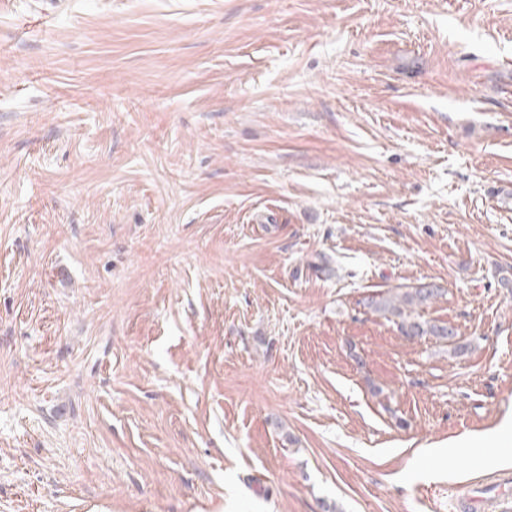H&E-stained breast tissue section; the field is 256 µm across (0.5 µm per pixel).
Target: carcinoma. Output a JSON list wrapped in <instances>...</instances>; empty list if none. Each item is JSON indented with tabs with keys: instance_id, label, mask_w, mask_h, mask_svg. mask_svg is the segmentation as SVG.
<instances>
[{
	"instance_id": "obj_1",
	"label": "carcinoma",
	"mask_w": 512,
	"mask_h": 512,
	"mask_svg": "<svg viewBox=\"0 0 512 512\" xmlns=\"http://www.w3.org/2000/svg\"><path fill=\"white\" fill-rule=\"evenodd\" d=\"M440 295L441 289L438 286L427 283L398 294L377 293L366 299L365 306L386 318L389 316L399 318L397 326L407 339L433 337L452 346L454 353L461 354L464 348L456 343V333L453 328L426 321L417 312V309Z\"/></svg>"
}]
</instances>
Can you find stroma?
I'll use <instances>...</instances> for the list:
<instances>
[{
    "label": "stroma",
    "instance_id": "stroma-1",
    "mask_svg": "<svg viewBox=\"0 0 512 512\" xmlns=\"http://www.w3.org/2000/svg\"><path fill=\"white\" fill-rule=\"evenodd\" d=\"M507 273L512 0H0V512H455ZM441 294V289L438 286L427 283L398 294L377 293L369 296L364 304L372 312L380 314L388 320L389 316L399 318V321L396 322L397 326L407 339L433 337L448 346H453L452 350L455 354H461L464 352V348L457 345L456 333L452 327L423 320L417 312V309L435 300Z\"/></svg>",
    "mask_w": 512,
    "mask_h": 512
}]
</instances>
